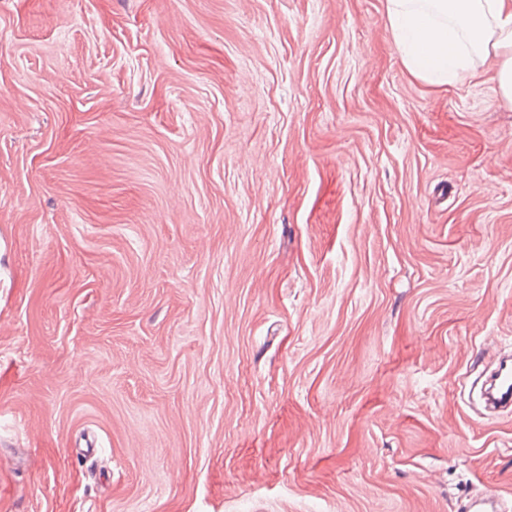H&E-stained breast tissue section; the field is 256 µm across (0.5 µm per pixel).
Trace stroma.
<instances>
[{"mask_svg":"<svg viewBox=\"0 0 512 512\" xmlns=\"http://www.w3.org/2000/svg\"><path fill=\"white\" fill-rule=\"evenodd\" d=\"M385 0H0V512L512 498V103ZM509 356L499 362L497 372L494 379L486 388L487 394L490 398L496 399L498 396L501 399L509 398L512 394V363L507 362ZM507 362V363H506Z\"/></svg>","mask_w":512,"mask_h":512,"instance_id":"stroma-1","label":"stroma"}]
</instances>
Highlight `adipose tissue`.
Returning <instances> with one entry per match:
<instances>
[{
    "instance_id": "ef3b65f1",
    "label": "adipose tissue",
    "mask_w": 512,
    "mask_h": 512,
    "mask_svg": "<svg viewBox=\"0 0 512 512\" xmlns=\"http://www.w3.org/2000/svg\"><path fill=\"white\" fill-rule=\"evenodd\" d=\"M385 9L411 74L441 86L489 60L496 91L512 103V0H386Z\"/></svg>"
}]
</instances>
